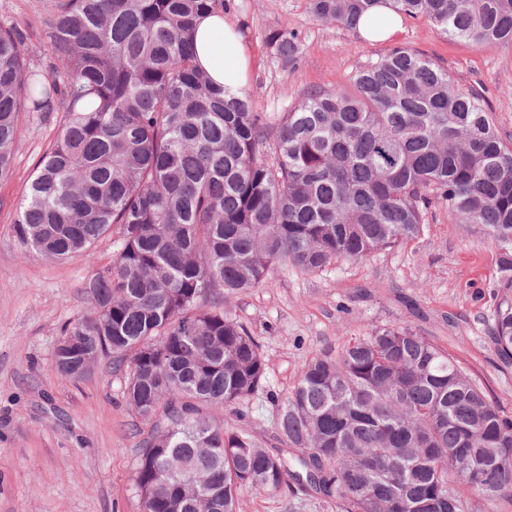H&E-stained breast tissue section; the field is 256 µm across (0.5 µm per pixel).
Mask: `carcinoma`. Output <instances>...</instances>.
Returning <instances> with one entry per match:
<instances>
[{"label": "carcinoma", "instance_id": "cac0c4a2", "mask_svg": "<svg viewBox=\"0 0 512 512\" xmlns=\"http://www.w3.org/2000/svg\"><path fill=\"white\" fill-rule=\"evenodd\" d=\"M378 0H309L354 30ZM451 38L512 43V0H392ZM224 0H54L57 63L33 67L0 24V178L24 112H62L14 226L51 260L114 232L115 257L85 289L86 337L123 374L122 398L150 433L136 462L142 512H236L246 488L292 483L345 512H465L458 486L512 503V418L438 346L376 327L314 355L284 398L269 389L258 340L224 297L279 264L315 272L362 261L420 233L431 200L499 250L494 344L512 361V140L483 95L396 47L274 121L225 96L196 63L194 20ZM276 54L296 62L295 34ZM78 352L56 356L77 379ZM260 394L282 447L226 429L218 414Z\"/></svg>", "mask_w": 512, "mask_h": 512}]
</instances>
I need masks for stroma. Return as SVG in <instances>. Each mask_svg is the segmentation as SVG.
<instances>
[{"label": "stroma", "mask_w": 512, "mask_h": 512, "mask_svg": "<svg viewBox=\"0 0 512 512\" xmlns=\"http://www.w3.org/2000/svg\"><path fill=\"white\" fill-rule=\"evenodd\" d=\"M51 0H0V22L27 37L30 62L52 73L56 59L43 21ZM227 12L251 49L248 92L256 111L277 120L307 91L349 86L352 75L397 47L485 93L502 138L512 139V44L477 48L422 17H405L391 41L315 19L308 0H229ZM294 32L302 52L285 64L269 46ZM63 113H31L0 179V512H141L135 465L150 428L126 406L123 378L107 361L80 380L58 374L62 329L91 312L84 284L114 255L111 237L91 254L50 260L24 248L14 225L24 189L55 142ZM499 251L478 227L432 203L417 238L363 261H339L307 274L278 265L260 287L226 298L225 310L262 345L270 389L286 396L305 361L335 355L376 327L401 325L432 341L512 418V364L491 338ZM274 406L259 397L225 410V428H243L278 447ZM237 512H341L335 501L300 488L242 490Z\"/></svg>", "instance_id": "1"}]
</instances>
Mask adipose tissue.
Listing matches in <instances>:
<instances>
[{
    "label": "adipose tissue",
    "mask_w": 512,
    "mask_h": 512,
    "mask_svg": "<svg viewBox=\"0 0 512 512\" xmlns=\"http://www.w3.org/2000/svg\"><path fill=\"white\" fill-rule=\"evenodd\" d=\"M360 34L371 41L394 39L402 30V19L388 0H379L358 23ZM195 50L199 66L215 86L230 95L244 93L250 74L247 45L230 16L217 10L196 23Z\"/></svg>",
    "instance_id": "1"
}]
</instances>
